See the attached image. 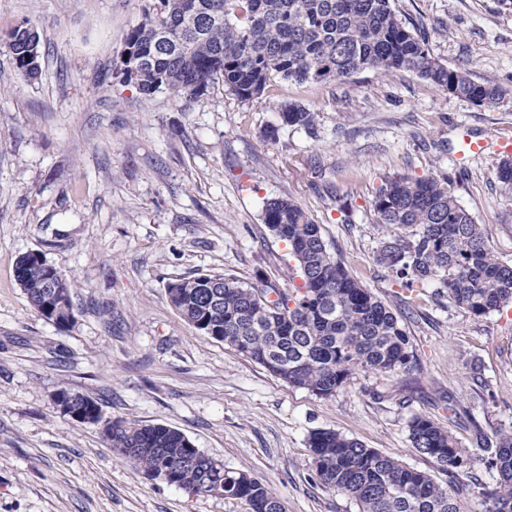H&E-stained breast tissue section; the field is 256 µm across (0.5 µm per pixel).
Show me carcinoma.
<instances>
[{
  "mask_svg": "<svg viewBox=\"0 0 512 512\" xmlns=\"http://www.w3.org/2000/svg\"><path fill=\"white\" fill-rule=\"evenodd\" d=\"M151 0L143 20L130 29L122 79L145 94L162 88L194 96L216 79L243 101L263 94L271 81L336 83L372 69L380 74L407 71L440 90L475 103L502 98L495 87L433 59L424 41L398 18L391 0ZM6 45L16 76L29 82L39 71L27 67L28 54L40 53V35L26 21L8 34ZM283 124L311 127L316 113L298 104L280 113ZM380 224L399 234L381 246L377 261L409 290L438 284L448 298L474 317L512 306V266L489 249L480 225L458 202L451 177H403L380 187L374 200ZM263 223L286 242L297 260L303 285L294 294L254 288L220 273L179 279L167 288L169 302L202 336L222 342L262 365L288 385L330 397L358 371L394 372L416 365L405 328L394 313L350 277L334 257L320 228L295 203L266 202ZM17 281L33 307L59 328L74 320L73 284L36 252L22 255ZM56 294L47 297L50 277ZM83 417L103 420L99 404L77 394ZM412 447L447 471L465 449L425 414L409 423ZM112 452L144 477L167 469L172 485L189 496L204 486L246 502L250 512H283L280 498L258 479L224 470L181 431L126 419L112 422ZM308 445L322 484L352 498L359 512H463L461 491L442 486L428 473L333 430L311 433ZM135 449L130 453L129 449ZM492 466L495 488L483 492L488 512H512V434L499 439Z\"/></svg>",
  "mask_w": 512,
  "mask_h": 512,
  "instance_id": "carcinoma-1",
  "label": "carcinoma"
}]
</instances>
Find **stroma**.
<instances>
[{
	"label": "stroma",
	"instance_id": "obj_1",
	"mask_svg": "<svg viewBox=\"0 0 512 512\" xmlns=\"http://www.w3.org/2000/svg\"><path fill=\"white\" fill-rule=\"evenodd\" d=\"M144 5L0 0V512H250L239 499L146 480L100 427L59 414L61 389L92 397L104 419L178 429L270 487L286 512H358L316 476L308 438L322 429L440 484L457 478L464 512H486L483 492L499 480L489 449L512 434V307L476 318L436 286L399 287L377 261L390 231L373 201L398 175H452L460 205L512 265L503 155L466 144L512 142V10L497 0L392 2L432 58L502 90L499 103L477 105L415 73L373 70L340 84L277 81L252 101L219 80L199 97L146 95L117 73ZM28 20L39 26L40 74L22 83L5 41ZM290 103L316 112L315 127L282 124ZM273 198L297 203L399 318L415 367L359 371L320 397L180 318L167 298L180 278L300 286L289 248L262 219ZM29 252L73 282L69 328L42 317L18 284ZM417 414L465 448L454 473L413 448Z\"/></svg>",
	"mask_w": 512,
	"mask_h": 512
}]
</instances>
